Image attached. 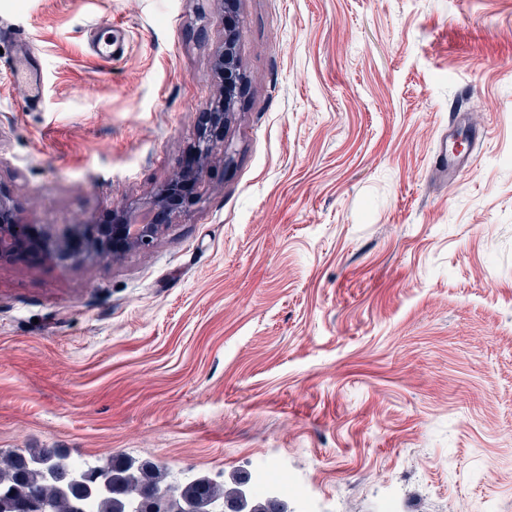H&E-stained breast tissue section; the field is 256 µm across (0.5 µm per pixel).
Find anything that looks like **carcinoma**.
<instances>
[{"label": "carcinoma", "mask_w": 512, "mask_h": 512, "mask_svg": "<svg viewBox=\"0 0 512 512\" xmlns=\"http://www.w3.org/2000/svg\"><path fill=\"white\" fill-rule=\"evenodd\" d=\"M52 452L60 462L67 463L59 448H30L11 455L0 464V489H14L21 497L33 493L47 503L48 512H73L75 492L57 480L46 462ZM98 468L112 476L113 488L90 496L97 503L96 512H124L118 508L121 501L135 504L132 512H153L151 502L157 495L170 501L168 512H185L182 506L187 502L199 503L207 512H216L219 505L224 506L222 512H288L277 497L244 493L248 484L244 477L234 479L235 487L228 489L208 476L174 484L168 468L150 460L112 457Z\"/></svg>", "instance_id": "1"}]
</instances>
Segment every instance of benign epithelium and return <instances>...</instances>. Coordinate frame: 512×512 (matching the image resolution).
Masks as SVG:
<instances>
[{
	"label": "benign epithelium",
	"instance_id": "obj_1",
	"mask_svg": "<svg viewBox=\"0 0 512 512\" xmlns=\"http://www.w3.org/2000/svg\"><path fill=\"white\" fill-rule=\"evenodd\" d=\"M238 0H224L226 27L224 45L215 57L214 68L224 75V90L220 97L210 103L206 113V124L200 129L195 150L196 165L189 173L176 174L159 185L146 199L135 202L131 210L120 215L117 224H60L40 228L23 220H9L8 201L0 197V256L13 253L21 247L42 251L50 248V242L63 244L72 242L81 245L91 256L118 257L125 250L147 249L162 233L165 225L157 223V214L166 211L169 218L176 219L187 213L194 200L186 196L182 185L191 179L201 186L207 176V168L214 153L221 151L229 157V146L224 142V127L234 113L235 96L245 83L237 54V34L233 14ZM81 476L87 485L106 486L108 475L86 463Z\"/></svg>",
	"mask_w": 512,
	"mask_h": 512
}]
</instances>
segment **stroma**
Returning a JSON list of instances; mask_svg holds the SVG:
<instances>
[{"instance_id":"obj_1","label":"stroma","mask_w":512,"mask_h":512,"mask_svg":"<svg viewBox=\"0 0 512 512\" xmlns=\"http://www.w3.org/2000/svg\"><path fill=\"white\" fill-rule=\"evenodd\" d=\"M224 28L221 0H0V196L41 225L151 194ZM237 33L231 157L186 216L115 259L0 256V458L260 461L289 512H512V0H239ZM11 81L15 85L24 86L27 89L28 98L33 103H38L42 97L43 86L40 72L31 66L26 52L21 51L13 60L10 68Z\"/></svg>"}]
</instances>
